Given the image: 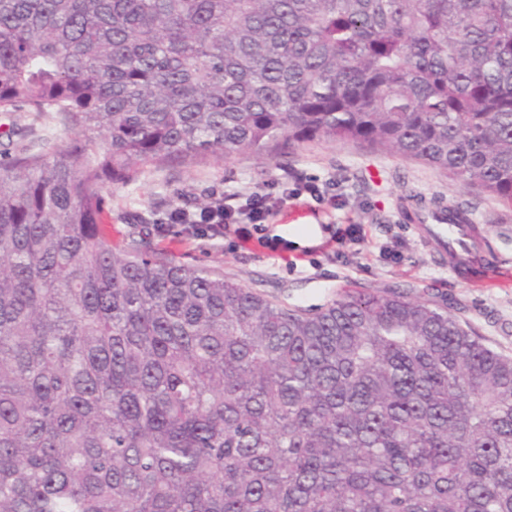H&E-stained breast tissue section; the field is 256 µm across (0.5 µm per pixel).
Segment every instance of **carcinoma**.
Instances as JSON below:
<instances>
[{
	"mask_svg": "<svg viewBox=\"0 0 512 512\" xmlns=\"http://www.w3.org/2000/svg\"><path fill=\"white\" fill-rule=\"evenodd\" d=\"M0 512H512V357L112 243L135 167L351 140L512 205V0H0ZM58 120L83 134L27 143Z\"/></svg>",
	"mask_w": 512,
	"mask_h": 512,
	"instance_id": "1",
	"label": "carcinoma"
}]
</instances>
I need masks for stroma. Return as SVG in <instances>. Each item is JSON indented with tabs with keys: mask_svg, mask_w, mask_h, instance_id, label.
Instances as JSON below:
<instances>
[{
	"mask_svg": "<svg viewBox=\"0 0 512 512\" xmlns=\"http://www.w3.org/2000/svg\"><path fill=\"white\" fill-rule=\"evenodd\" d=\"M301 181L317 185L319 197L297 192ZM237 191L284 198L260 230L262 237L280 241L281 250L231 233L189 237L179 224L155 236L154 244L292 308L327 305L347 289H410L444 304L483 343L512 357V282L457 280L454 259L439 263L422 245L413 220L448 206L466 208L512 270V209L416 160L320 140L272 157L245 153L190 168L143 166L112 187V240L122 242L133 225L154 223L166 211L195 210Z\"/></svg>",
	"mask_w": 512,
	"mask_h": 512,
	"instance_id": "stroma-1",
	"label": "stroma"
}]
</instances>
